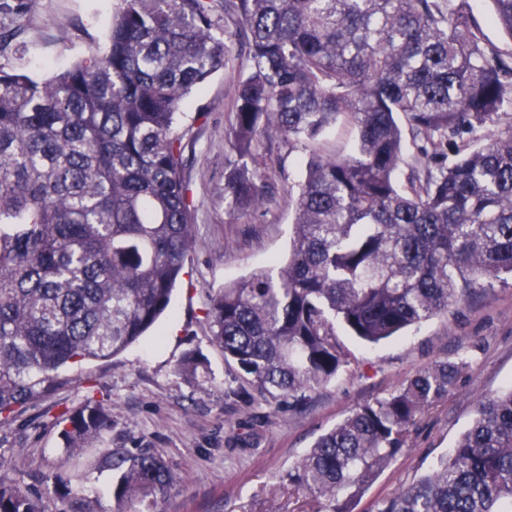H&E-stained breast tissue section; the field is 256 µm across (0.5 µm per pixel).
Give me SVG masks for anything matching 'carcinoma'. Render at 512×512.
<instances>
[{
  "mask_svg": "<svg viewBox=\"0 0 512 512\" xmlns=\"http://www.w3.org/2000/svg\"><path fill=\"white\" fill-rule=\"evenodd\" d=\"M512 39V0H490ZM252 72L237 88L224 180L234 207L264 201L253 142L273 122L314 144L346 116V157L312 151L291 195L285 264L208 299L212 341L250 401L301 404L348 364L334 321L369 344L448 313L512 278V54L468 0H224ZM215 0H121L105 48L45 81L0 70V422L68 384V367L110 360L170 306L194 243L175 117L224 68ZM433 154L402 185L403 128ZM467 365L436 362L365 403L283 476L322 512L354 503L408 447L418 417ZM180 372L204 373L199 352ZM62 436L81 448L112 429L86 403ZM119 512H166L177 483L160 457L111 448ZM0 512H51L0 483ZM374 512H512V388L477 400L451 451Z\"/></svg>",
  "mask_w": 512,
  "mask_h": 512,
  "instance_id": "obj_1",
  "label": "carcinoma"
}]
</instances>
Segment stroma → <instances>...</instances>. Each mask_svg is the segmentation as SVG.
I'll use <instances>...</instances> for the list:
<instances>
[{
	"label": "stroma",
	"instance_id": "obj_1",
	"mask_svg": "<svg viewBox=\"0 0 512 512\" xmlns=\"http://www.w3.org/2000/svg\"><path fill=\"white\" fill-rule=\"evenodd\" d=\"M117 0H33L0 19L13 35L0 43V69L43 81L105 46ZM248 49L234 40L223 70L193 92L176 117L183 134L187 201L195 241L168 312L148 336L108 361L73 367L74 380L15 420L0 426V480L51 497L54 512L73 503L54 497L51 478L77 489L85 512H113L112 477L97 463L110 448H144L180 477L168 512H310L306 498L281 481L316 442L360 405L387 397L437 360L467 357L446 399L418 419L410 448L370 484L355 512L423 476L475 417L476 400L512 387V283L495 284L401 336L367 345L344 328L336 336L348 366L312 393L303 406L274 399L248 401L236 391V369L211 341L204 305L225 284L286 261L292 232L288 194L301 181L307 145L268 127L256 141L267 176L263 206L238 211L224 197L234 155L227 134L234 122L239 80ZM206 359L198 379L177 371L190 351ZM94 401L112 418V430L94 447L67 452L65 415Z\"/></svg>",
	"mask_w": 512,
	"mask_h": 512
}]
</instances>
